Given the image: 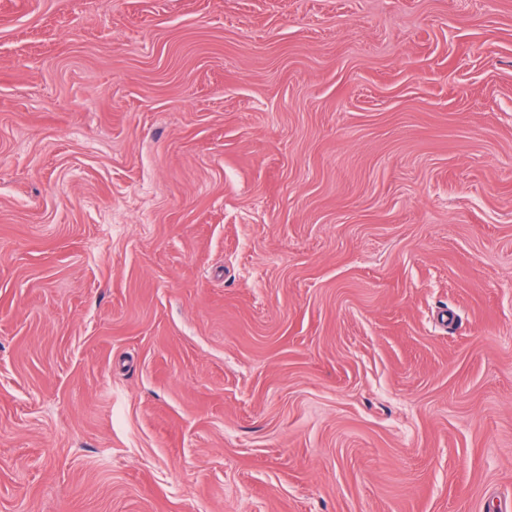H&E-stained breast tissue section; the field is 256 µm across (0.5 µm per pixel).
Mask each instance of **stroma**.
<instances>
[{
    "label": "stroma",
    "mask_w": 512,
    "mask_h": 512,
    "mask_svg": "<svg viewBox=\"0 0 512 512\" xmlns=\"http://www.w3.org/2000/svg\"><path fill=\"white\" fill-rule=\"evenodd\" d=\"M0 512H512V0H0Z\"/></svg>",
    "instance_id": "35a3bbf8"
}]
</instances>
